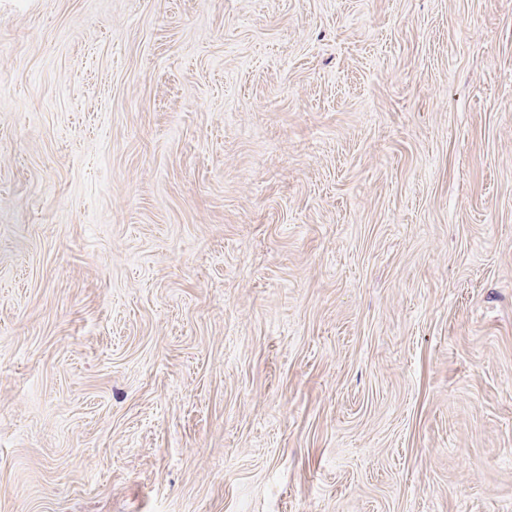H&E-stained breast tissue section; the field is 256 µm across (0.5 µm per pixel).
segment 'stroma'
I'll return each instance as SVG.
<instances>
[{"label": "stroma", "instance_id": "35a3bbf8", "mask_svg": "<svg viewBox=\"0 0 512 512\" xmlns=\"http://www.w3.org/2000/svg\"><path fill=\"white\" fill-rule=\"evenodd\" d=\"M0 512H512V0H0Z\"/></svg>", "mask_w": 512, "mask_h": 512}]
</instances>
